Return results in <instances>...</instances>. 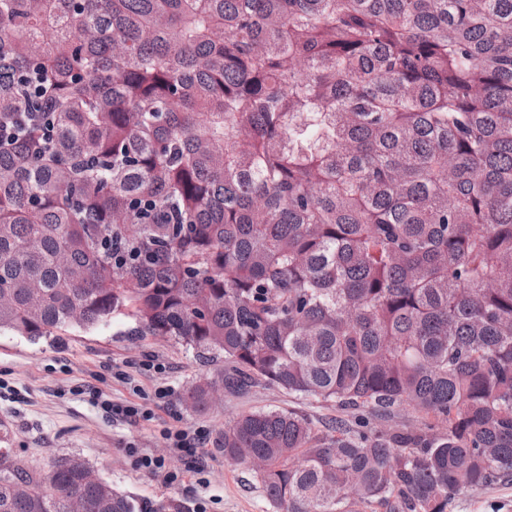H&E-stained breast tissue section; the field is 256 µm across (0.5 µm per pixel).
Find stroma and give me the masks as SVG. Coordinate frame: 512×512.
I'll use <instances>...</instances> for the list:
<instances>
[{
	"label": "stroma",
	"instance_id": "35a3bbf8",
	"mask_svg": "<svg viewBox=\"0 0 512 512\" xmlns=\"http://www.w3.org/2000/svg\"><path fill=\"white\" fill-rule=\"evenodd\" d=\"M118 317L88 331L32 340L0 334V446L39 464L74 455L113 489L135 496L152 512H274L251 472L225 462L214 443L226 421L259 409H289L315 427L336 417L335 403L302 400L265 384L227 395L195 412L184 405L195 379H217L224 363H204L172 341L137 336ZM155 358L162 370L147 369ZM169 395L159 400L157 388ZM146 405L149 416L122 419L103 400ZM184 430L205 466L195 472L171 453L165 437ZM160 457L162 474L143 468L141 455ZM448 512H512V481L452 494Z\"/></svg>",
	"mask_w": 512,
	"mask_h": 512
}]
</instances>
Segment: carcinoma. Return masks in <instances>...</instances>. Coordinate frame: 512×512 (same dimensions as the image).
<instances>
[{
    "mask_svg": "<svg viewBox=\"0 0 512 512\" xmlns=\"http://www.w3.org/2000/svg\"><path fill=\"white\" fill-rule=\"evenodd\" d=\"M118 316L351 412L224 424L275 512L511 477L512 0H0V332ZM92 473L0 512H139Z\"/></svg>",
    "mask_w": 512,
    "mask_h": 512,
    "instance_id": "cac0c4a2",
    "label": "carcinoma"
}]
</instances>
